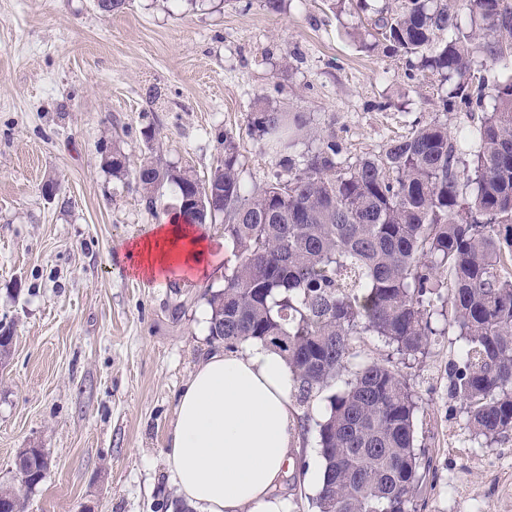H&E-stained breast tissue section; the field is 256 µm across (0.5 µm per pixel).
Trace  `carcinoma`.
<instances>
[{"instance_id":"1","label":"carcinoma","mask_w":512,"mask_h":512,"mask_svg":"<svg viewBox=\"0 0 512 512\" xmlns=\"http://www.w3.org/2000/svg\"><path fill=\"white\" fill-rule=\"evenodd\" d=\"M396 0L375 10L391 56L417 59L450 82L446 112L472 119L455 134L418 123L383 151L345 166L342 144L298 114L266 106L249 121L283 171L247 187L234 137L205 181L146 159L134 167L112 149L104 165L132 177L154 206L164 182L177 189L186 224L224 225L236 246L224 289L211 293L209 332L232 349L255 339L283 355L296 400L342 383L317 423L324 460L318 512H415L419 490L416 403L397 363L359 361L354 341L377 336L401 359L424 354L432 318L447 303L466 336L452 389L479 436L512 432V75L489 82L487 63L512 57V3ZM315 150L294 158L296 142ZM217 190L200 209L196 189ZM448 293H443V290ZM33 480L34 450L16 454ZM21 489L0 487V512H24Z\"/></svg>"}]
</instances>
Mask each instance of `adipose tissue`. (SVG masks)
<instances>
[{
    "instance_id": "1",
    "label": "adipose tissue",
    "mask_w": 512,
    "mask_h": 512,
    "mask_svg": "<svg viewBox=\"0 0 512 512\" xmlns=\"http://www.w3.org/2000/svg\"><path fill=\"white\" fill-rule=\"evenodd\" d=\"M210 246L197 226L157 224L127 249L132 272L160 280L208 273ZM285 358L257 341L216 350L191 374L175 411L165 458L194 512H288L276 493L300 434Z\"/></svg>"
}]
</instances>
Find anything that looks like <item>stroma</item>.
Returning a JSON list of instances; mask_svg holds the SVG:
<instances>
[{
  "label": "stroma",
  "mask_w": 512,
  "mask_h": 512,
  "mask_svg": "<svg viewBox=\"0 0 512 512\" xmlns=\"http://www.w3.org/2000/svg\"><path fill=\"white\" fill-rule=\"evenodd\" d=\"M372 14L332 0H0V486L15 484L18 449L52 465L26 492V512H173L164 450L190 374L219 343L200 315L236 248L209 224L215 261L199 280L135 278L127 246L171 214L166 184L148 208L133 180L102 164L119 148L207 179L232 132L243 180L263 183L277 158L248 120L266 105L335 134L354 160L382 151L417 121L451 130L428 71L366 52L352 37ZM60 191L47 199L42 184ZM445 311L426 352L401 365L416 396L424 471L416 512H512V432L472 433L451 386L465 341ZM278 490L288 512H317L304 472L322 466L316 430Z\"/></svg>",
  "instance_id": "stroma-1"
}]
</instances>
